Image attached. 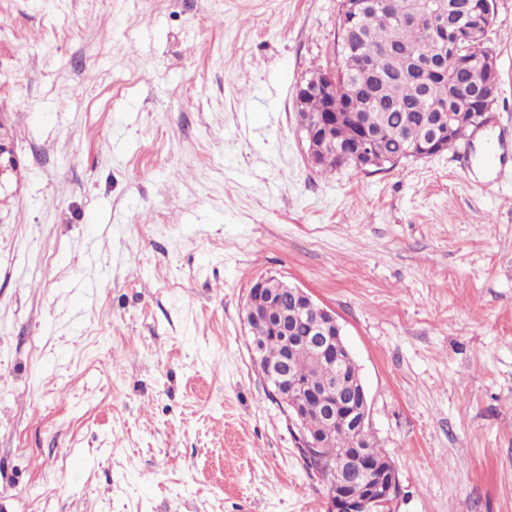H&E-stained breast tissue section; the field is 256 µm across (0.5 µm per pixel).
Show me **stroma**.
I'll use <instances>...</instances> for the list:
<instances>
[{"label": "stroma", "instance_id": "35a3bbf8", "mask_svg": "<svg viewBox=\"0 0 512 512\" xmlns=\"http://www.w3.org/2000/svg\"><path fill=\"white\" fill-rule=\"evenodd\" d=\"M339 7L0 0V512H325L247 349L267 276L342 325L391 512H512V0L492 122L368 175L293 108Z\"/></svg>", "mask_w": 512, "mask_h": 512}]
</instances>
